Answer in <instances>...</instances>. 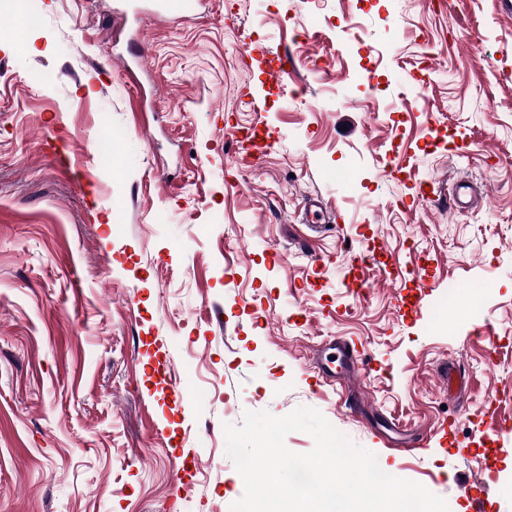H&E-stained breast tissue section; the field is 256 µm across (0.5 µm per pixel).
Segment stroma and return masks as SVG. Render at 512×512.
Instances as JSON below:
<instances>
[{
  "mask_svg": "<svg viewBox=\"0 0 512 512\" xmlns=\"http://www.w3.org/2000/svg\"><path fill=\"white\" fill-rule=\"evenodd\" d=\"M21 2L36 24L0 19V512H230L224 424L300 406L449 512H512L499 0ZM229 123L272 146L235 163ZM460 178L476 209L417 197ZM474 285L476 316L448 298ZM339 336L364 368L337 385L311 363Z\"/></svg>",
  "mask_w": 512,
  "mask_h": 512,
  "instance_id": "obj_1",
  "label": "stroma"
}]
</instances>
